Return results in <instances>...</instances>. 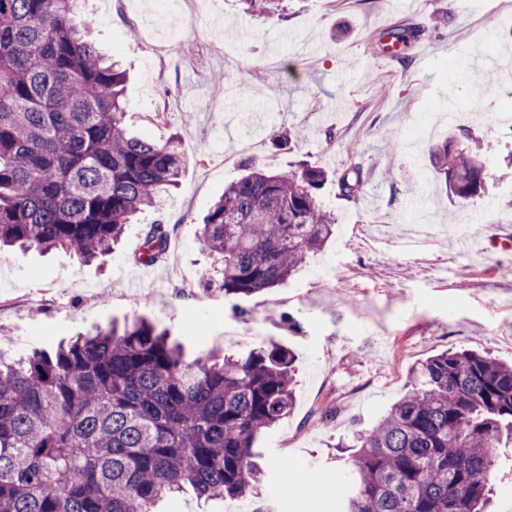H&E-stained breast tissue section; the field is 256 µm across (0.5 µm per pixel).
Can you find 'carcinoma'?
<instances>
[{
	"label": "carcinoma",
	"instance_id": "obj_1",
	"mask_svg": "<svg viewBox=\"0 0 512 512\" xmlns=\"http://www.w3.org/2000/svg\"><path fill=\"white\" fill-rule=\"evenodd\" d=\"M77 2L0 0V247L89 262L178 187L186 159L178 138L130 131L126 73L87 40L91 18ZM429 155L449 198L485 195L482 145L465 130ZM327 180L307 162L285 172L251 164L224 187L199 236L221 256L224 295L270 290L328 243ZM336 186L356 198L360 166ZM166 243L152 227L137 261L156 262ZM295 363L276 342L187 362L144 320L0 363V512H154L186 486L207 499L250 496L262 476L256 442L294 408ZM504 432L512 364L476 350L433 355L354 435L342 512H486Z\"/></svg>",
	"mask_w": 512,
	"mask_h": 512
}]
</instances>
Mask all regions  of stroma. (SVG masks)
Returning <instances> with one entry per match:
<instances>
[{
	"label": "stroma",
	"mask_w": 512,
	"mask_h": 512,
	"mask_svg": "<svg viewBox=\"0 0 512 512\" xmlns=\"http://www.w3.org/2000/svg\"><path fill=\"white\" fill-rule=\"evenodd\" d=\"M89 38L129 74L135 131L177 135L180 190L126 225L89 263L61 250L0 252V357L53 351L146 318L182 347L239 355L275 341L296 356L295 406L261 441L272 466L258 496L164 499L158 512H336L338 442L371 428L431 355L462 348L512 362V181L468 207L438 187L429 157L449 120L482 140L489 169L512 152V0H284L275 16L241 0H82ZM417 27L400 57L389 31ZM492 54H476L487 36ZM301 132L276 147L281 128ZM326 166L319 198L336 234L270 292L228 297L221 261L201 250L206 206L249 161ZM360 164L357 199L336 180ZM161 260H136L152 225Z\"/></svg>",
	"instance_id": "1"
}]
</instances>
